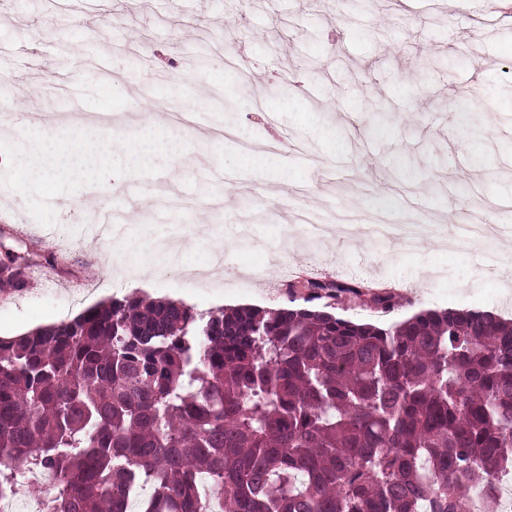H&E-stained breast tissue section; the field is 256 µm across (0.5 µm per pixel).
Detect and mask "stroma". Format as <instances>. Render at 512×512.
I'll return each instance as SVG.
<instances>
[{
  "mask_svg": "<svg viewBox=\"0 0 512 512\" xmlns=\"http://www.w3.org/2000/svg\"><path fill=\"white\" fill-rule=\"evenodd\" d=\"M497 0H0V90L35 117L100 112L96 135L139 131L143 112L184 143L173 166L126 175L122 190L72 193L45 226L0 187V337L73 318L130 294L199 311L289 306L283 280L306 275L388 286L411 305L361 302L338 314L388 324L420 309L512 318V219L489 244H448L452 225L512 204V17ZM103 25L107 43L86 29ZM78 109H71V99ZM234 139L223 136L225 128ZM281 139L275 166L256 147ZM485 156L474 175L469 158ZM125 213V240L181 245L164 269L114 257L92 233L98 203ZM387 224L346 238L338 222ZM230 272L186 283L215 242ZM268 269L239 283L237 268Z\"/></svg>",
  "mask_w": 512,
  "mask_h": 512,
  "instance_id": "35a3bbf8",
  "label": "stroma"
}]
</instances>
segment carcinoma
<instances>
[{
    "label": "carcinoma",
    "mask_w": 512,
    "mask_h": 512,
    "mask_svg": "<svg viewBox=\"0 0 512 512\" xmlns=\"http://www.w3.org/2000/svg\"><path fill=\"white\" fill-rule=\"evenodd\" d=\"M305 304L199 312L129 295L0 338V457L54 474L47 512H485L512 480V318L389 325L313 302L389 289L288 282ZM214 495L203 501L199 477ZM18 472L0 465V496Z\"/></svg>",
    "instance_id": "cac0c4a2"
}]
</instances>
